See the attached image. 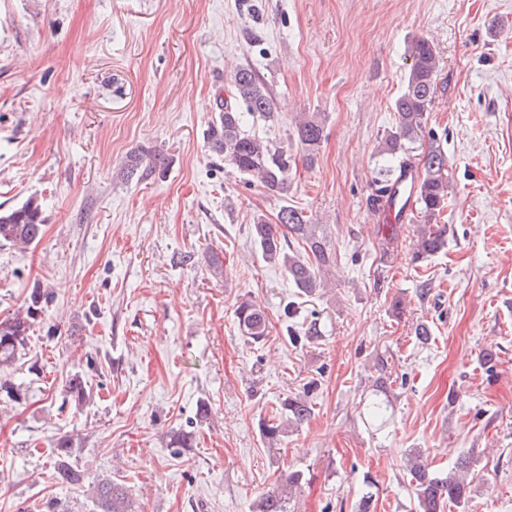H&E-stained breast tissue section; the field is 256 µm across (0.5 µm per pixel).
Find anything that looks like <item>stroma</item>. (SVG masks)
<instances>
[{"label": "stroma", "instance_id": "obj_1", "mask_svg": "<svg viewBox=\"0 0 512 512\" xmlns=\"http://www.w3.org/2000/svg\"><path fill=\"white\" fill-rule=\"evenodd\" d=\"M417 38L439 71L427 134L405 156L422 164L437 141L452 184L448 247L419 263L410 223L384 254L373 207ZM244 66L277 102L245 133L297 160L284 195L209 147L215 94ZM302 112L324 120L310 166L294 138ZM141 149L167 168L123 180ZM31 197L43 237L0 245V320L32 289L49 300L0 375L19 395L0 391V512L48 500L96 512L103 478L125 483L137 512H250L290 468L304 475L293 512H355L368 491L375 512H416L413 448L443 471L476 459L474 491L451 512H512V0H0V210ZM285 206L325 225L336 254L310 296L250 238ZM243 299L268 316L262 343L238 328ZM290 300L323 329L302 349L280 316ZM380 355L395 413L376 431L360 398ZM76 375L90 394L79 406ZM311 379L313 416L270 444L260 420ZM181 432L192 447H170ZM64 436L83 485L53 478Z\"/></svg>", "mask_w": 512, "mask_h": 512}]
</instances>
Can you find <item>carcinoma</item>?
<instances>
[{"label": "carcinoma", "instance_id": "obj_1", "mask_svg": "<svg viewBox=\"0 0 512 512\" xmlns=\"http://www.w3.org/2000/svg\"><path fill=\"white\" fill-rule=\"evenodd\" d=\"M411 69L404 92L394 103L398 116L396 131L380 144L378 154L391 160L404 153L406 143L415 140L422 132L423 118L428 112L436 90L439 60L433 43L418 39L409 47ZM275 104L266 82L251 68L241 67L232 75L231 99L224 101L218 118L208 130L212 151L224 157L236 172L259 179L262 186L274 194L288 191L290 159L288 153L269 142L249 136L242 130L245 116L257 115L266 120L274 118ZM294 135L308 163H313L324 138V124L316 112L305 113L295 124ZM167 165L160 152L141 150L128 155L123 177L129 181L141 167L152 171ZM449 180L448 156L439 144H431L424 155L423 174L416 190V208L420 224L417 225L416 250L413 260L421 262L446 248L448 239L444 228L437 224V217L448 206ZM44 218L38 199L31 197L20 206L0 212V244L26 248L39 241L43 235ZM251 238L266 262L283 267L298 293L311 295L324 287V278L336 267V253L330 247L325 230L308 219L294 207H283L278 223L269 224L257 218L250 228ZM301 240L304 254L290 250L288 237ZM49 293L35 288L29 299L9 318L0 321V368L7 367L18 353L25 349L29 332L42 309V302ZM238 326L243 336L252 343H259L268 334L265 312L244 299L235 310ZM288 341L295 347H304L321 337L319 322L313 320L305 327L288 326ZM316 381L306 384V391L288 395L279 403L277 414L264 419L261 434L271 442L288 435V429L299 428L314 411L309 392ZM391 382L383 376L372 392L364 398V410L369 420L378 428L386 426L393 416L390 400ZM69 397L75 405L83 404L88 396L80 376L68 383ZM72 442L60 438L53 449L56 477L63 483L75 486L83 482V474L75 469L69 458ZM410 482L414 485L418 512H440L445 503L460 507L466 504L474 491V461L470 455L460 456L453 469L446 473L430 470L421 451L411 450L407 461ZM303 473L290 470L280 477L279 485L261 495L255 512H290V503L302 486ZM92 497L97 512H133L128 489L110 479L93 485Z\"/></svg>", "mask_w": 512, "mask_h": 512}]
</instances>
